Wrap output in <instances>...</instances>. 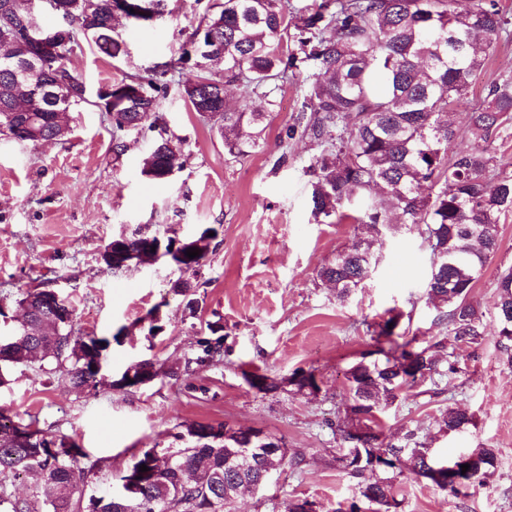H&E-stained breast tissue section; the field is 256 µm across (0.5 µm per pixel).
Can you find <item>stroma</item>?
<instances>
[{
	"instance_id": "obj_1",
	"label": "stroma",
	"mask_w": 512,
	"mask_h": 512,
	"mask_svg": "<svg viewBox=\"0 0 512 512\" xmlns=\"http://www.w3.org/2000/svg\"><path fill=\"white\" fill-rule=\"evenodd\" d=\"M205 8L204 0H168L165 16L148 32L118 22L128 43L124 59L107 58L86 44L70 65L93 89L178 57ZM307 74L300 67L283 83L260 149L241 160L225 152L211 122L171 88L161 111L170 132L184 141L186 162L166 182L141 174L149 136L128 135L125 152L114 156L112 121L91 105L72 112L65 140L34 146L0 136V333L16 326L15 301L23 292L52 288L75 309V335L119 338L108 351L106 384L77 389L66 367L34 361L0 386V412L23 424L37 420L40 428L83 448L85 465L95 468L89 490H108L113 474L131 465L141 448L168 444L171 433L191 424L226 421L270 433L305 456L300 469L281 467L266 484L242 494L238 512H284L296 499L316 502L319 512H337L356 495L334 461L336 421L348 398L345 372L371 344L368 325L397 309L410 313L413 329L425 338L448 336L446 322L423 296L430 260L417 233L382 232L375 245L378 264L346 301L319 279L321 266L349 247L358 230L349 220L316 223L311 214L309 169L320 149L299 133L310 115ZM507 74L512 38L500 39L454 103L455 121ZM292 127L297 135H289ZM140 224L162 237L217 229L195 318L185 317L183 298L171 289L180 272L167 258L120 270L102 261L112 238ZM510 267L512 212L502 215L498 249L471 293L487 330L484 341L456 348V373L426 382L425 394L400 395L378 416L383 442H399L411 431L440 459L479 446L495 449L494 474L458 497L427 479L398 476L402 512H512V368L495 336L496 278ZM155 308L164 330L153 335L148 314ZM217 315L231 348L227 361L187 366L200 328ZM144 358L158 372L151 384L112 387L129 364ZM172 367L181 368L180 378L167 377ZM299 368L316 370L319 393L285 385ZM247 371L284 386L259 392L245 381ZM451 405L465 409L473 423L448 435L437 420Z\"/></svg>"
}]
</instances>
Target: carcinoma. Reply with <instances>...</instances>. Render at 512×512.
Here are the masks:
<instances>
[{"instance_id":"cac0c4a2","label":"carcinoma","mask_w":512,"mask_h":512,"mask_svg":"<svg viewBox=\"0 0 512 512\" xmlns=\"http://www.w3.org/2000/svg\"><path fill=\"white\" fill-rule=\"evenodd\" d=\"M39 0H0V42L17 49L0 56V136L17 143L61 141L71 130L70 113L88 104L109 112L111 96L127 99L124 109L110 112L112 152L125 151V137L155 131L141 173L152 181L168 180L180 170L185 154L161 122V99L168 94L176 70L196 72L179 84L181 95L200 116L219 121L217 131L225 151L244 158L259 146L266 114L250 109L251 96L274 103L279 82L305 63L312 67L306 97L311 114L303 127L321 153L310 168V202L315 220L339 224L351 219L368 233L408 227L427 244L430 272L426 303L451 326L458 345H479L485 328L470 299L488 260L498 247L501 216L512 212V174L503 170L497 144L512 139V77L493 82L484 101L465 114L470 146L451 149L458 129L448 120L454 102L495 51L507 31L496 0H322L299 17L288 51L289 0H221L209 6L198 27L203 29V53L195 38L182 46L176 59L158 63L89 94L85 82L68 66L70 47L86 41L99 52L118 59L128 53L126 40L112 20L135 7L136 26L148 29L165 15L167 0H62L69 22L59 51L49 59L53 76L29 64L22 37L32 28ZM239 82L245 96L232 104L220 97L224 86ZM429 184L430 193L421 192ZM218 231L204 228L199 256L181 259L175 237L162 240L146 232L120 235L111 244L137 252L148 238L183 273L172 290L185 298L193 316L212 243ZM375 239L361 238L325 264L319 276L347 299L378 262ZM497 336L506 362L512 366V268L498 274ZM29 320L0 343V386L8 370L30 363L34 356L60 366L70 363L76 387L104 381L101 362L111 341L106 337L75 336L74 309L51 288L29 289L17 300ZM403 313L394 312L371 331L372 348L347 371L348 403L338 426L341 454L336 462L356 480L358 501L347 512H401L394 479L409 472L430 480L454 495L480 484L495 467L492 448L468 453L469 468L462 488L448 486L430 475L439 465L425 444L409 434L402 444L383 445L374 428L377 415L403 391L423 386L441 363L447 362L448 341H421L403 332L394 339ZM224 324L206 323L194 357L198 366L224 358ZM297 391L320 390L314 371L291 375ZM472 424L466 411L450 407L439 420L445 433ZM183 443L162 461L157 446L134 456L119 482L131 481L136 491L127 497L85 496L91 470L81 466L83 449L64 436L51 435L34 422L14 423L0 413V512H230L245 483L282 465L251 442V430L226 422L195 424L172 434ZM251 448L250 457L228 462L226 448ZM146 465L148 471L139 467ZM38 478L36 494L17 497L8 483L23 476Z\"/></svg>"}]
</instances>
